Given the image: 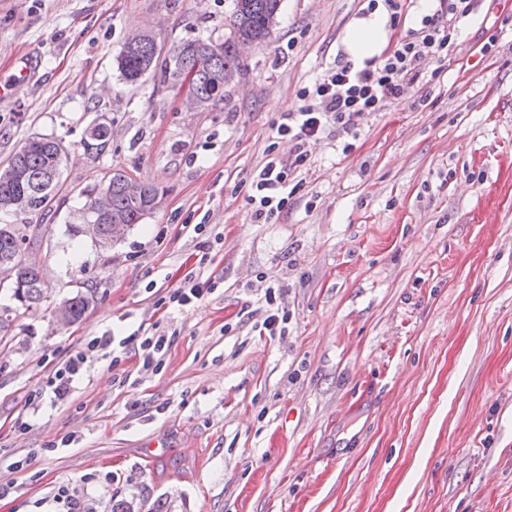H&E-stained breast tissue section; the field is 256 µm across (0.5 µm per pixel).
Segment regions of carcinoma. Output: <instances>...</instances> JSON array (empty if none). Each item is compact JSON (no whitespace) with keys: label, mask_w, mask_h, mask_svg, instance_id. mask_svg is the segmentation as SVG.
I'll return each instance as SVG.
<instances>
[{"label":"carcinoma","mask_w":512,"mask_h":512,"mask_svg":"<svg viewBox=\"0 0 512 512\" xmlns=\"http://www.w3.org/2000/svg\"><path fill=\"white\" fill-rule=\"evenodd\" d=\"M282 0H234L233 12L227 23L229 33L224 37L219 54L209 51L210 44L197 39L183 43L168 51L160 58V49L153 36L146 34L135 46L124 45L117 57V68L124 80L130 84L139 83L151 74L159 78L163 85H178L177 64L197 74L191 79L190 92L212 102L224 97V85L232 81L240 72L238 46L245 42H261L267 39L273 27L271 22L279 16ZM109 137V129L103 123H94L87 129L85 145L101 148ZM23 156L17 177L5 180L0 178L1 196H25L29 199L28 215H43L48 204L43 202L41 188L58 194L63 149L58 141L50 137H32L21 147ZM111 200L112 221L127 228L140 221L156 207L157 189L148 183H141L139 191L128 190L123 181V173L115 172L112 182L106 186ZM43 237L29 230L27 224H0V262L14 261L21 264L27 249L39 246ZM24 288L21 294H10L15 305L0 306V333L11 330L20 316V311L36 310L46 300L44 288L38 272L21 268ZM70 322L83 320L90 304L88 296L77 294L67 299Z\"/></svg>","instance_id":"1"}]
</instances>
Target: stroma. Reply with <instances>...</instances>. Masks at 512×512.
<instances>
[{
  "mask_svg": "<svg viewBox=\"0 0 512 512\" xmlns=\"http://www.w3.org/2000/svg\"><path fill=\"white\" fill-rule=\"evenodd\" d=\"M368 0H282L271 37L240 46L224 100L199 108L153 77L126 83L128 37L222 43L233 0H0V70L33 76L0 101V163L29 138L64 151L40 248L51 300L87 295L0 337V512H512V19L480 0L427 85L328 125L272 223L252 178L298 93L337 59ZM112 127L85 146L92 123ZM160 203L107 246L85 203L115 172ZM213 293L159 306L188 272ZM288 333L261 334L267 289ZM165 331L162 368L106 332ZM83 351L69 397L47 381ZM119 365H112V358Z\"/></svg>",
  "mask_w": 512,
  "mask_h": 512,
  "instance_id": "1",
  "label": "stroma"
}]
</instances>
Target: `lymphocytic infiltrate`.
Here are the masks:
<instances>
[{
    "mask_svg": "<svg viewBox=\"0 0 512 512\" xmlns=\"http://www.w3.org/2000/svg\"><path fill=\"white\" fill-rule=\"evenodd\" d=\"M476 0H439L438 9L421 19L419 29L398 41L381 60L367 59L356 64L337 63L312 86L302 88L297 111L284 114L276 133L293 142L290 159L268 155L254 177L255 223L267 224L288 206L290 173L309 165L314 147L328 124L350 131L359 116L384 111L398 101L406 85L422 82L420 65L425 57L452 59L456 56L462 23L474 12ZM139 344L142 370H158L164 361L167 338L145 339L137 334L117 339L110 333L91 340L94 348H122Z\"/></svg>",
    "mask_w": 512,
    "mask_h": 512,
    "instance_id": "lymphocytic-infiltrate-1",
    "label": "lymphocytic infiltrate"
}]
</instances>
